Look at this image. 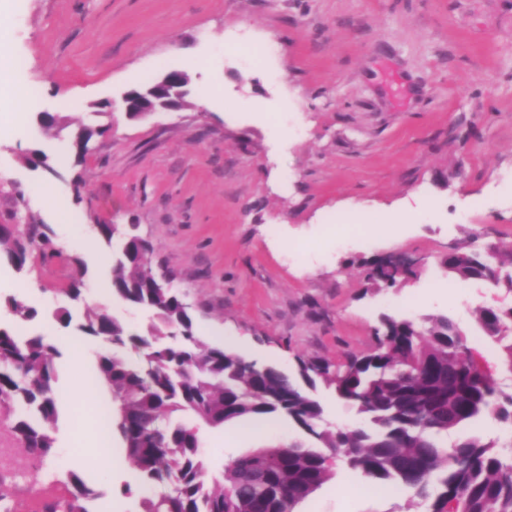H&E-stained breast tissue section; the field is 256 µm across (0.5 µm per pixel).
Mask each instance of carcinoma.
<instances>
[{
    "mask_svg": "<svg viewBox=\"0 0 512 512\" xmlns=\"http://www.w3.org/2000/svg\"><path fill=\"white\" fill-rule=\"evenodd\" d=\"M51 227L31 224L24 234L0 225V261L21 272L34 252L58 255ZM150 247L136 235L112 256V299L154 310L159 325L131 329L107 309L87 310L83 334L113 348H133L132 364L114 352L98 357L97 377L111 394L104 406L108 432L121 439L138 485L147 491L142 512H293L335 475L342 464L377 486L409 490L427 512H512V444L496 448L480 438L448 433L480 419L512 421V394L500 389L450 317L418 325L386 317L374 330L375 346L341 367L303 359L302 372L255 368L241 355L205 344L178 293L151 286ZM460 282L483 280L512 291V248L482 252L466 246L441 260ZM369 288H392L405 277L363 264ZM10 311L31 319L37 311L10 298ZM483 331L502 337L512 330V306L488 307ZM57 344L0 328V409L23 415L11 432L25 452L47 458L49 432L58 414L54 358ZM363 417L353 428H323L317 383ZM191 414L211 427L242 420L284 419L312 440L260 448L224 464V487L207 484L199 427L176 417ZM75 493L45 506L46 512H89L99 497L79 473L69 472Z\"/></svg>",
    "mask_w": 512,
    "mask_h": 512,
    "instance_id": "1",
    "label": "carcinoma"
}]
</instances>
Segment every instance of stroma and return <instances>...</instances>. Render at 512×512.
Segmentation results:
<instances>
[{
  "label": "stroma",
  "instance_id": "obj_1",
  "mask_svg": "<svg viewBox=\"0 0 512 512\" xmlns=\"http://www.w3.org/2000/svg\"><path fill=\"white\" fill-rule=\"evenodd\" d=\"M0 70L24 60L18 87L36 89L38 112L65 116L44 132L0 112V224L54 230L60 258H32L25 272L0 264V325L60 343L62 400L51 459L25 454L0 414V475L12 512H41L69 497L78 472L112 512H142L132 468L87 460L100 447V397L66 398L69 359L81 343L89 366L103 345L63 327L106 306L137 331L150 312L94 295L111 276L103 262L80 269L81 237L96 227L135 225L156 272L192 305L212 346L233 344L260 363L291 370L297 358L339 365L372 345L381 314L415 321L451 316L504 391L503 352L478 323L484 307L512 304V292L482 281L453 283L439 266L449 245H512V0H7ZM275 46L254 62L249 48ZM190 77L183 105L129 118L121 97L167 72ZM95 132L87 153L76 140ZM47 157L31 168L26 156ZM46 185L51 199L31 192ZM65 206L80 227L57 220ZM370 227L366 243L337 240L330 217ZM404 252L418 273L398 287L367 288L361 262ZM82 280L83 297L64 289ZM20 296L38 311L17 324L5 302ZM232 425L202 427L211 476L254 450ZM345 469L295 512H405L411 495L367 492Z\"/></svg>",
  "mask_w": 512,
  "mask_h": 512
}]
</instances>
